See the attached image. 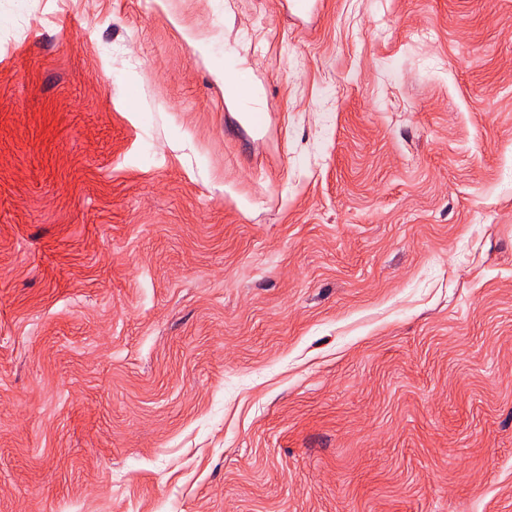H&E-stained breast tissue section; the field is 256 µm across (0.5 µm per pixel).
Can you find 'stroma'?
Here are the masks:
<instances>
[{
	"mask_svg": "<svg viewBox=\"0 0 512 512\" xmlns=\"http://www.w3.org/2000/svg\"><path fill=\"white\" fill-rule=\"evenodd\" d=\"M0 512H512V0H0ZM240 60L233 51L224 53V100L229 106L237 107L244 120L256 129L262 127L256 124L255 113L259 110L250 104H254L261 96V90L257 85L243 80Z\"/></svg>",
	"mask_w": 512,
	"mask_h": 512,
	"instance_id": "obj_1",
	"label": "stroma"
}]
</instances>
